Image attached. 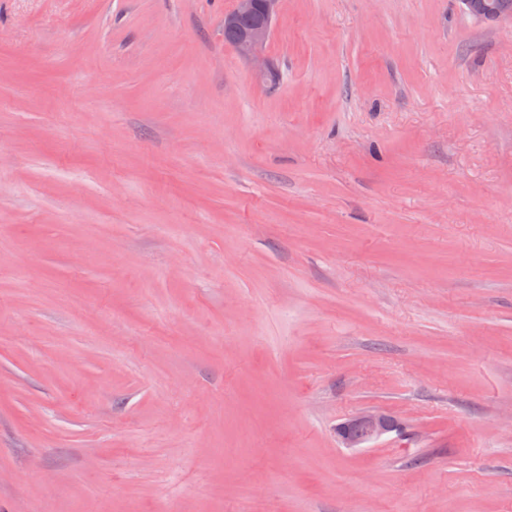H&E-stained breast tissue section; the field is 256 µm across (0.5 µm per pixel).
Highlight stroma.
I'll return each instance as SVG.
<instances>
[{"label":"stroma","mask_w":512,"mask_h":512,"mask_svg":"<svg viewBox=\"0 0 512 512\" xmlns=\"http://www.w3.org/2000/svg\"><path fill=\"white\" fill-rule=\"evenodd\" d=\"M233 6L0 0V512H512V25ZM282 0H236L234 9L224 16V43L241 57L257 62V79L268 84L276 75L273 63L264 59L266 46L273 34ZM254 18L247 27L238 28L241 19ZM229 28H237V35ZM236 35V37H235ZM235 38V39H234ZM394 427V422L385 414L366 411L354 415L338 428L341 442L346 448H365Z\"/></svg>","instance_id":"35a3bbf8"}]
</instances>
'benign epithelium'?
Returning <instances> with one entry per match:
<instances>
[{"label": "benign epithelium", "instance_id": "obj_1", "mask_svg": "<svg viewBox=\"0 0 512 512\" xmlns=\"http://www.w3.org/2000/svg\"><path fill=\"white\" fill-rule=\"evenodd\" d=\"M282 0H235L234 9L224 16V27L237 29L231 48L241 57L257 62V79L268 84L276 75L273 63L264 59L266 46L273 34ZM463 10L478 21L512 22V9L500 0H460ZM394 427L385 414L366 411L354 415L338 428L346 448H363L378 440Z\"/></svg>", "mask_w": 512, "mask_h": 512}]
</instances>
